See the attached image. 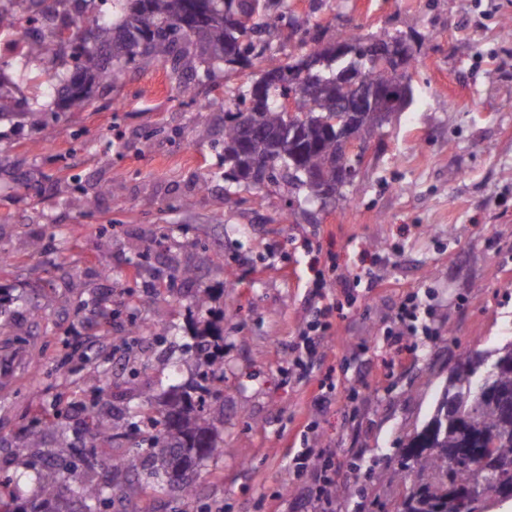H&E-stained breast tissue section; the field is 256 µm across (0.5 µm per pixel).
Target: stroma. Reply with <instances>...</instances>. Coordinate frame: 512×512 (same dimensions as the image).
Returning a JSON list of instances; mask_svg holds the SVG:
<instances>
[{"instance_id": "35a3bbf8", "label": "stroma", "mask_w": 512, "mask_h": 512, "mask_svg": "<svg viewBox=\"0 0 512 512\" xmlns=\"http://www.w3.org/2000/svg\"><path fill=\"white\" fill-rule=\"evenodd\" d=\"M323 42L345 31L402 35L416 51L413 100L371 142L347 198H264L224 179V114L262 63L186 69L125 64L93 109H32L22 73L0 58V479L36 497L29 458L58 433L82 435L83 407L138 403L194 380L185 350L199 314L173 268L189 266L223 317L222 455L193 475L196 493H153L148 472L122 478L103 512H308L281 481L302 448H329L336 512H375L397 495L389 461L434 411L460 350L512 344V0H292ZM207 111H199V104ZM209 187L194 186L198 175ZM97 197L92 210L79 202ZM110 265L111 277L101 273ZM325 285L343 305L309 381L286 345ZM414 300V362L386 370L394 317ZM149 323L134 336L132 323ZM331 405L313 414L319 381ZM58 416L30 457L35 419ZM114 437L79 448L70 471L99 475L133 448Z\"/></svg>"}]
</instances>
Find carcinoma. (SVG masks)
Wrapping results in <instances>:
<instances>
[{
    "instance_id": "cac0c4a2",
    "label": "carcinoma",
    "mask_w": 512,
    "mask_h": 512,
    "mask_svg": "<svg viewBox=\"0 0 512 512\" xmlns=\"http://www.w3.org/2000/svg\"><path fill=\"white\" fill-rule=\"evenodd\" d=\"M120 11L112 13V21H97L95 48L80 45L76 57V74L72 77L56 71L50 78L66 84L62 103L72 111H84L92 103V89L104 83V73L114 78L120 68L139 60L145 64L172 63L178 71L182 63L197 57L206 64V71L236 66H247L252 60L267 58L264 73L277 76V84L266 90L264 101L252 99L251 87L241 88L236 95L235 108L224 115V161L233 167V183L237 187L259 194L270 185L285 182L302 189L306 197L314 194L308 184L306 171L322 169L329 158L336 156V135L330 132L328 121L333 112L336 88L331 79L339 66L320 63L331 47L320 45V36L303 37L297 43L298 54L285 58L266 55L270 50L267 17L276 16L288 40L299 27V18L291 8L290 0H117ZM29 55L41 59L54 52V39L45 37L28 44ZM306 60L316 63L312 72L326 81L319 94L306 97L298 93L307 79L300 65ZM359 76L369 84L397 81V67L381 69L366 59L355 61ZM294 94L297 121L283 127L280 99ZM256 126L264 135H277L282 143L293 146L296 159L278 155L267 165V155L259 145L253 146L255 158L243 154L245 128ZM197 351V380L192 391L176 394L163 412L154 415L141 403L112 409L107 415L94 402L84 407L87 442L94 444L126 430L143 435L138 448L112 464V467L136 472L150 468L156 476L153 490L165 491L174 485L184 486L189 492L186 471L199 466L206 458L224 452V438L220 436L213 416L214 405L222 395L216 385L224 363L219 354L220 329L213 323L195 331ZM487 381L512 391V372L487 378ZM485 381V382H487ZM485 382L476 377L460 376L449 387H443L438 399L456 394L460 413L466 417L463 428L446 427L436 438L437 448L418 447L422 436L418 431L402 444L390 469V478L402 488L393 512H406L411 493L418 491L421 512H452L448 499V469L450 448H465L468 444L498 442L489 448L490 454L509 464L498 473H489L481 461H474L453 469V481L459 484H486L493 489L512 494V417L504 416L498 407L485 400ZM53 422L38 420L31 427L26 442L17 453L25 456L28 449L41 445L43 434ZM75 450L74 443L61 437L53 457L54 464L34 468L40 494L36 498L9 508L17 500L11 484L0 486V506L4 512H99L100 506L112 502L122 487L112 480H99L90 463L80 479L76 494L69 497L62 488V474L58 463L67 461Z\"/></svg>"
}]
</instances>
